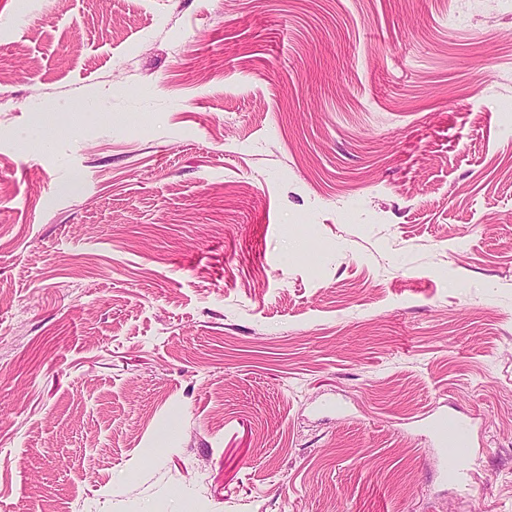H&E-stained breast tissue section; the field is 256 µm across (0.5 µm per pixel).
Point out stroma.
I'll return each instance as SVG.
<instances>
[{
    "mask_svg": "<svg viewBox=\"0 0 512 512\" xmlns=\"http://www.w3.org/2000/svg\"><path fill=\"white\" fill-rule=\"evenodd\" d=\"M1 92L0 512H512V0H0ZM441 447H448V470L455 473L473 456L465 424L452 416H442L432 423Z\"/></svg>",
    "mask_w": 512,
    "mask_h": 512,
    "instance_id": "1",
    "label": "stroma"
}]
</instances>
